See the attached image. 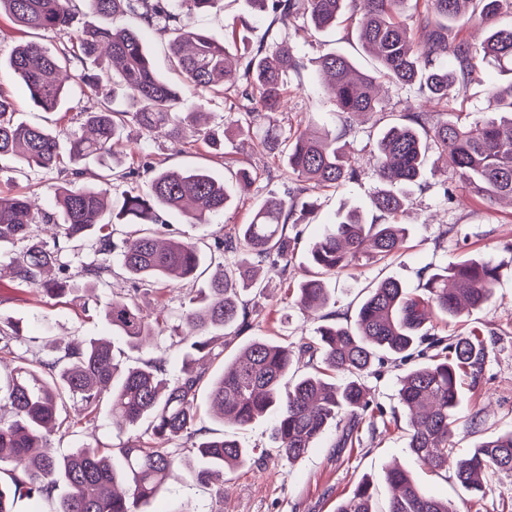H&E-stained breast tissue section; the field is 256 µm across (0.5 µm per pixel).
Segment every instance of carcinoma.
Returning <instances> with one entry per match:
<instances>
[{
    "label": "carcinoma",
    "mask_w": 512,
    "mask_h": 512,
    "mask_svg": "<svg viewBox=\"0 0 512 512\" xmlns=\"http://www.w3.org/2000/svg\"><path fill=\"white\" fill-rule=\"evenodd\" d=\"M70 0H0V14L29 31L52 32L69 39V52L60 55L35 42L11 50L8 65L22 81L30 100L44 111L65 102L59 72L76 60L77 79L95 86L103 79L119 83L126 109L115 112L101 103L82 112L91 136L73 134L62 143L51 128L14 120L13 103L0 93V161L16 159L29 168L59 169L76 177L78 165L95 157L112 155V142L127 124L144 133L167 130L178 139L186 125H195L201 139L216 150L224 148V128L199 123L201 106L183 93L210 92L220 97L241 95L236 125L248 133L278 110L289 73L300 60L284 41L252 49L242 41L243 52L233 56L226 42L181 25L180 13L170 0H90L93 9L114 19L127 17L125 26L74 29ZM255 13L273 14L284 27L306 16L317 30L336 25L351 13L362 47L375 66L358 71L352 61L329 53L318 61L327 90L343 122L335 131L311 133L297 127L282 133L266 131L268 154L282 158L292 175V186L282 195L272 193L255 209L248 224L224 235V252L237 257L234 266L210 280L192 300L185 321L190 335L182 365L169 377L165 361L149 358L126 366L104 340L59 342L42 356L25 350L17 355L19 366L0 384V465L10 466V483H0V512H20L18 503L41 500L48 512H136V506L155 498L170 482L184 479L175 450L169 445L183 436H198L192 453L198 466L188 474L199 483L224 486L227 468L250 463L255 449L244 448L234 433L211 437L196 428L199 393L206 391L211 410L230 427H246L273 411L272 439L277 452L292 461L302 457L332 423L349 419L340 443L353 440L361 412L368 406L362 381L381 352L411 356L424 337L422 330L438 311L456 317L481 307L497 279V267L468 258L428 275L422 293L411 294L393 279L369 291L354 319L325 324L318 337L298 347L283 340L256 338L238 351L223 371L206 375L201 361L217 359L212 339L232 329L239 335L248 327L246 304L240 295L254 287L253 277L269 264L287 274L292 264L288 221L311 214L313 192L339 187L359 176L347 155L346 138L355 135L352 117L378 111L374 89L379 81L418 91L439 104L458 83L472 80L484 63L512 66V26L499 28L495 18L512 12V0H421L423 11L411 26L403 17L408 0H246ZM459 25L448 33V23ZM162 26L173 34L170 54L183 85L163 80L155 70L143 31ZM492 112L474 125L446 112H421L406 106L400 121L387 126L376 142V175L379 187L371 206L383 215H395L405 205L413 187L420 185L426 153L435 149L448 155L453 177L470 194L486 203L512 198V83L490 93ZM251 172L241 168L235 183L216 180L204 168L173 171L156 169L146 190L124 196L113 215L126 224H156L158 211L173 210L191 224H208L224 212L234 191L249 186ZM104 187H76L69 183L55 189V203L63 239H92L93 261L87 271H108V256L115 244L109 224ZM54 217L35 212L32 200L17 195L0 198V249L26 243L13 260L15 278L64 295L73 288L64 277L49 278L61 262L64 247L31 237L36 219ZM407 229L401 224L367 221L353 208L327 225L308 251V261L320 275L302 280L293 288L296 304L319 313L331 303L326 279L360 264L379 262L400 250ZM121 267L134 282L147 285L168 278L189 279L205 261L194 242L159 243L155 235L129 237L122 242ZM112 333L132 350L153 335V325L131 297L115 298L103 310ZM484 340L455 336L427 362L409 366L400 379L398 400L411 415L408 448L430 471L453 469L456 481L468 493L485 494L482 476L492 472L512 476V430L480 441L460 459L452 458V435L460 404L461 374L479 372L487 354ZM319 357L312 371H293L296 351ZM77 399L84 422H95L103 399L110 401L117 425H149L132 444L119 448L81 445L66 456L48 448L49 436L62 427L58 405ZM393 490L387 512H458L448 502L430 496L397 466L387 469ZM64 495L54 496L58 486ZM336 512H376L369 481H360Z\"/></svg>",
    "instance_id": "obj_1"
}]
</instances>
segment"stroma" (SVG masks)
Instances as JSON below:
<instances>
[{"instance_id":"1","label":"stroma","mask_w":512,"mask_h":512,"mask_svg":"<svg viewBox=\"0 0 512 512\" xmlns=\"http://www.w3.org/2000/svg\"><path fill=\"white\" fill-rule=\"evenodd\" d=\"M245 0H222L219 8L204 13H186V27L223 38L224 27L233 18L246 15ZM248 37L252 46H267L284 41L302 59V67L288 77V93L273 118L278 129L286 131L306 126L315 131L332 130L339 124L335 106L326 95L317 72L319 56L336 52L348 56L359 67L374 64L363 50L349 22L318 31L303 17L289 27L272 25L270 18L252 21ZM33 41L55 52L68 49V39L44 32L18 29L8 17H0V91L10 95L18 120L55 129L61 137L80 132L81 111L94 108L97 102L112 95L111 84L91 89L75 83L67 110L45 112L30 100L23 85L15 79L5 62L11 49L20 42ZM512 82V73L494 64L484 65L479 79L457 86L448 100L449 111L461 114L466 122L483 119L488 92L492 87ZM413 105L435 110V103L423 102L415 90L391 87L385 94L382 111L361 117L359 134L352 144V158L360 175L338 190H325L317 195V215L313 220L288 228L296 236L294 267L291 275L279 269L264 267L259 279L261 295L246 292L249 326L235 344L224 351L232 359L241 345L255 338L294 343L311 340L320 320L317 315L300 310L288 289L291 276L301 275L307 264V248L326 224L336 219L341 209L361 207L367 219L369 198L378 186L374 175L373 142L385 125L395 122L401 110L400 99ZM262 129L251 136L225 141L223 153L217 154L203 143L185 134L181 141L166 135L149 136L127 129L119 141L113 168L108 202L121 205L127 192L145 189L153 169L185 170L202 167L220 181L230 180L241 167L254 169L257 180L249 193L235 201L211 223L194 225L177 211H164L153 230L165 239L200 242L206 253H214L225 234L239 224L248 223L257 205L269 192L284 193L291 179L281 162L264 149ZM65 177L55 170L17 167L0 173V196L27 195L39 211L54 212L53 190ZM408 230L405 249L387 261L358 267L349 274L330 280L334 299L330 307L337 322L354 316L369 288L392 277L410 291H418L428 273L452 263L478 257L498 268V280L482 308L449 318L434 314L427 326L429 339L418 347L420 360L436 354V341L464 335L492 341L493 349L483 370L477 376L461 379L460 405L452 438L455 457L466 456L480 436H493L512 430V206L489 205L469 196L462 185L452 179L451 167L438 153H429L422 188L414 189L410 202L398 217ZM21 246L0 255V319L11 321L20 329V340L12 344V354L0 353V377H7L16 366L15 354L25 350L44 349L48 340L62 338L107 339L120 351L128 364L135 365L150 357H161L169 372H176L183 344L174 332L181 323L189 299L217 271L219 265H233L232 255L221 263H205L196 281L161 282L151 287L134 288L120 266L118 255H111L109 273L96 278L84 269L90 252L85 241L69 243L61 256L66 274L75 286L63 298L46 295L40 289L21 284L12 274L11 262L21 253ZM135 295L144 314L160 321L154 339L140 351L127 349L113 336L102 309L112 297ZM407 369L406 362L388 354H380L370 372L363 378L369 390V407L363 414L355 444L340 448V433L329 426L324 435L297 461H288L272 447V418L237 431L243 447L262 449V456L224 476L223 485L200 484L193 480L174 482L153 499L150 512H334L338 503L348 497L356 485L370 480L375 491V506L384 512L390 497L385 471L395 464L409 473L429 494L451 502L458 512H512V477L495 474L486 477V494L478 508H471L468 496L456 485L452 472L432 473L426 470L408 448V414L397 398L399 380ZM480 420L483 435L470 431L471 420ZM135 428L117 429L109 409H102L94 425L75 433L53 436L51 446L56 454L65 455L84 443L113 448L138 437Z\"/></svg>"}]
</instances>
